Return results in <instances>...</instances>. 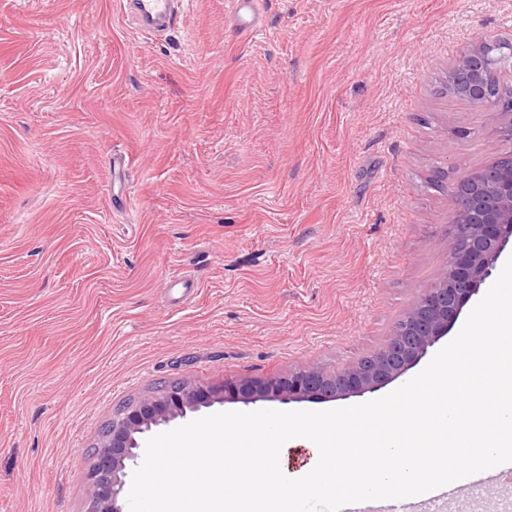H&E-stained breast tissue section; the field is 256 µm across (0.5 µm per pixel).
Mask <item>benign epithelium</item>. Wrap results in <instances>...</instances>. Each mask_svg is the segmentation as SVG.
<instances>
[{"label":"benign epithelium","mask_w":512,"mask_h":512,"mask_svg":"<svg viewBox=\"0 0 512 512\" xmlns=\"http://www.w3.org/2000/svg\"><path fill=\"white\" fill-rule=\"evenodd\" d=\"M511 68L512 46L490 45L482 38L451 69L475 104L502 117L496 132L511 163L497 161L472 172L467 177L468 205L450 200L448 235L455 242L464 241L465 246L450 252L440 282L418 296L385 343L368 360L337 371L311 366L264 380L226 379L207 389L183 380L121 407L113 414L110 429L102 434L87 474L85 512H123L118 501L127 463L138 457L141 436L154 427L228 400L290 404L373 393L418 364L430 347L448 335L463 307L490 277L499 255L512 243V81L501 82L495 99L485 97L481 86L483 72Z\"/></svg>","instance_id":"1"}]
</instances>
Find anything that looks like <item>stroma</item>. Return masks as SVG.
I'll return each mask as SVG.
<instances>
[{"label":"stroma","mask_w":512,"mask_h":512,"mask_svg":"<svg viewBox=\"0 0 512 512\" xmlns=\"http://www.w3.org/2000/svg\"><path fill=\"white\" fill-rule=\"evenodd\" d=\"M229 5L151 35L123 0H0V512H84L91 448L161 382L377 350L446 270L453 183L504 151L448 74L512 40V0H264L246 40Z\"/></svg>","instance_id":"1"}]
</instances>
